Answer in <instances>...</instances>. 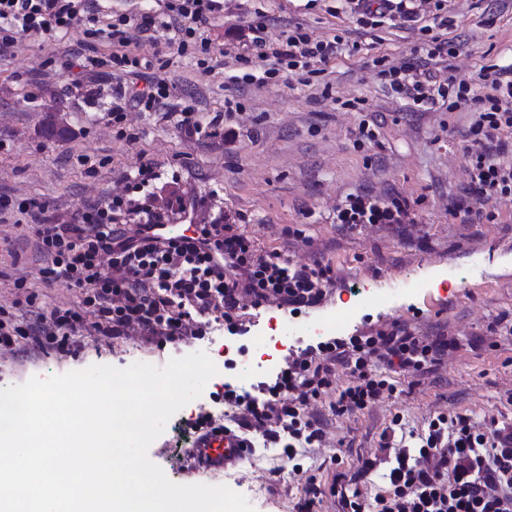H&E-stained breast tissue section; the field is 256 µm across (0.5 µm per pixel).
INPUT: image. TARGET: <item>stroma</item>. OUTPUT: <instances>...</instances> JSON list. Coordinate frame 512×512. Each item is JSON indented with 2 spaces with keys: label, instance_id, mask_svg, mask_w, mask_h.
Wrapping results in <instances>:
<instances>
[{
  "label": "stroma",
  "instance_id": "35a3bbf8",
  "mask_svg": "<svg viewBox=\"0 0 512 512\" xmlns=\"http://www.w3.org/2000/svg\"><path fill=\"white\" fill-rule=\"evenodd\" d=\"M338 0H224V16L214 33L210 72L193 60L172 56L165 44L141 48L152 73L175 82L173 111L192 107L203 113H234L238 136L224 142L182 133L159 112H130L122 124L107 113L112 77L80 79L62 74L47 60L82 39L71 31L48 43L25 39L20 50L0 57V193L49 205L62 222L89 200L101 198L141 161L161 163L177 175L194 200V220H220L232 214L242 230L264 249H279L295 261L331 262L337 286L317 309L291 317L267 307L244 316L248 328L239 343L258 344L278 336L274 353L282 362L289 350L313 341L289 333L292 323L321 321L345 312L341 335L371 333L399 322L422 334L447 331L458 349L420 381L405 378L402 391L385 399L372 415L328 419L330 439H345L343 449L321 448L302 459L300 469L285 464L277 448H256L245 464L222 474L223 483L242 494L254 512H296L309 477L326 481L356 455L370 456L393 413L408 428H421L433 411L460 412L483 419L512 417V335L495 327L512 311V199L497 200L494 224H461L448 214V198L468 181V144L462 136L466 112L409 111L383 88L373 61L397 63L421 56L425 36L400 20L360 29L339 12ZM450 23L445 38L454 42L452 64L460 80L488 94L479 78L483 67L512 64V7L497 0H446ZM264 21L263 36L276 47L287 26L300 23L313 36H341L357 42L326 63L321 74L296 70L260 86L241 87L233 76L269 68L266 59H235L230 39ZM374 120L377 138L358 136L361 120ZM67 128L66 137L48 135L49 125ZM395 191L416 200L417 222L406 231L381 226L350 228L336 222V207L350 194L380 196ZM302 237H294V230ZM34 241L22 227L0 223V306L36 293L43 311L77 302L64 282L44 284ZM25 287H15V279ZM422 282L408 294L406 282ZM225 330L190 344L157 347L138 333L118 340L77 337L68 355L19 339L0 348V387L20 385L94 365L125 368L136 362L164 366L170 359L221 346ZM173 425L155 440L165 455L157 464L180 485L203 484L207 473L193 471L176 455Z\"/></svg>",
  "mask_w": 512,
  "mask_h": 512
}]
</instances>
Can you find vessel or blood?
I'll return each mask as SVG.
<instances>
[{"label":"vessel or blood","mask_w":512,"mask_h":512,"mask_svg":"<svg viewBox=\"0 0 512 512\" xmlns=\"http://www.w3.org/2000/svg\"><path fill=\"white\" fill-rule=\"evenodd\" d=\"M252 449L249 440L232 431L207 428L196 435L185 460L191 469L217 473L247 461Z\"/></svg>","instance_id":"b4317fda"}]
</instances>
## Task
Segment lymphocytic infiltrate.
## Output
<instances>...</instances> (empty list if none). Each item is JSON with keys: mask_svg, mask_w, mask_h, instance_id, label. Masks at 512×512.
Returning <instances> with one entry per match:
<instances>
[{"mask_svg": "<svg viewBox=\"0 0 512 512\" xmlns=\"http://www.w3.org/2000/svg\"><path fill=\"white\" fill-rule=\"evenodd\" d=\"M345 2L363 28L398 18L429 21L437 29L448 24L440 15L421 14L417 0ZM156 4L150 13L107 19L101 0H0V54L23 36L47 42L82 30L79 47L57 58L59 69L70 72L84 59L111 69L119 79L109 109L113 121L131 109L157 112L166 107L175 85L141 72L134 46L149 32L163 30L169 50L199 55V68H206L213 44L209 29L223 16L224 0ZM103 36L112 43L108 58H84V50L94 49ZM341 43L338 37L311 38L296 25L271 55L275 67L310 68L335 57ZM426 52L428 61L442 60V67L431 71L404 62L382 70L385 87L415 112L437 104L451 112L468 106L469 182L449 199L448 214L466 224L474 219L496 223L492 200L512 197V68L487 75L492 93L484 97L447 65L454 54L450 41L432 35ZM187 209L178 181H163L160 164L152 160L141 162L105 200L83 203L65 224L57 223L45 204L0 195V222L11 215L25 218L43 281L65 280L80 295L77 306L38 313L32 323L0 308V344L10 346L15 337L26 336L66 352L72 337L86 332L117 338L134 330L161 346L203 338L214 322L235 334L243 331L240 318L247 311L273 304L297 314L320 307L335 287L331 264H302L279 250L261 248L235 224H199L196 238L158 239L128 233L119 222L128 210L138 214L140 223L161 224ZM336 221L398 229L415 223L416 213L400 194L355 195L338 208ZM456 347L447 336H420L399 323L370 334L329 337L289 352L271 380L253 390L225 385L228 415L199 410L186 419L185 432L196 433L204 425L241 428L261 437L264 446L282 449L292 461L299 450L328 444L323 412L354 417L371 412L396 393L400 378L428 372ZM374 473L381 475L382 485L363 494L360 480ZM329 500L338 512H512V420L493 417L480 425L464 413L436 411L421 430L408 432L402 415H392L373 456L357 457L349 475L338 473L324 483L309 477L296 509L321 512Z\"/></svg>", "mask_w": 512, "mask_h": 512, "instance_id": "1", "label": "lymphocytic infiltrate"}]
</instances>
